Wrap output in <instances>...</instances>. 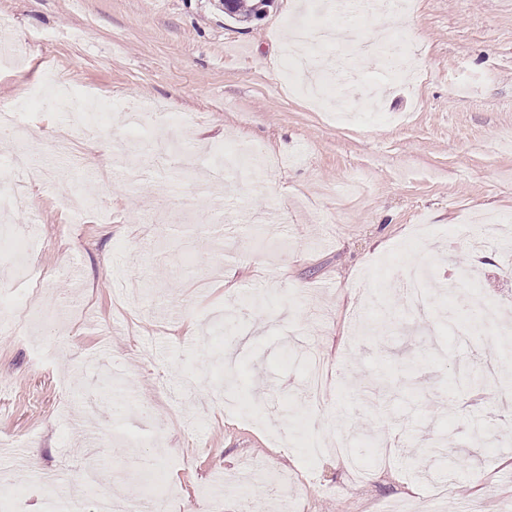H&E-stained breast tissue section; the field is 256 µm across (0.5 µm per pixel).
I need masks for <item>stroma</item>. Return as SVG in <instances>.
Segmentation results:
<instances>
[{
    "label": "stroma",
    "instance_id": "stroma-1",
    "mask_svg": "<svg viewBox=\"0 0 512 512\" xmlns=\"http://www.w3.org/2000/svg\"><path fill=\"white\" fill-rule=\"evenodd\" d=\"M406 2L377 27L350 0L323 18L272 0L247 22L219 0H0L24 46L0 53V102L22 106L27 152L59 171L8 216L49 276L34 288L0 269V295L33 290L29 311L0 312L21 331L0 333V493L25 512H58L61 493L95 512L100 489L142 507L150 466L181 491L167 512L204 495L236 512L224 479L238 475L263 512L287 494L310 512H424L438 483L439 512L472 496L512 512V421L470 381L508 335L465 330L480 306L512 318V0ZM302 13L404 39L417 64L392 73L322 45L327 95L309 99L283 43ZM53 69L77 92L180 115L166 138L192 162L141 154L113 176L101 148L131 135L121 110L77 142L96 165L57 157L55 131L76 120L29 95ZM237 153L212 196L207 159ZM85 183L95 204L69 211L63 195ZM491 217L505 240L472 249ZM409 265L426 281L422 318L403 301ZM49 345L61 353L39 361ZM310 349L331 374L316 413ZM316 439L327 453L310 454ZM266 458L316 485L285 493L248 473Z\"/></svg>",
    "mask_w": 512,
    "mask_h": 512
}]
</instances>
